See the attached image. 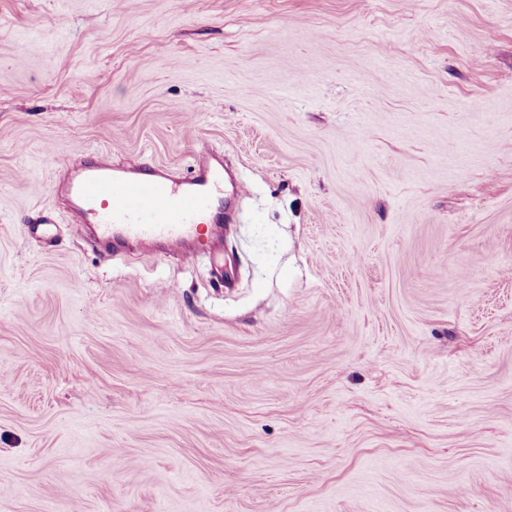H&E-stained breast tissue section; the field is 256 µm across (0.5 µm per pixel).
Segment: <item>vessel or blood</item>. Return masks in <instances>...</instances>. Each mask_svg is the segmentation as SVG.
I'll list each match as a JSON object with an SVG mask.
<instances>
[{
  "label": "vessel or blood",
  "mask_w": 512,
  "mask_h": 512,
  "mask_svg": "<svg viewBox=\"0 0 512 512\" xmlns=\"http://www.w3.org/2000/svg\"><path fill=\"white\" fill-rule=\"evenodd\" d=\"M73 167L60 188L73 212V223L92 224L101 240L129 244L184 245V263L196 259L193 242L201 223L215 234L224 228V159L205 152L191 176L165 166L132 163L115 166L102 151L75 144Z\"/></svg>",
  "instance_id": "vessel-or-blood-1"
}]
</instances>
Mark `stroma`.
<instances>
[{
  "mask_svg": "<svg viewBox=\"0 0 512 512\" xmlns=\"http://www.w3.org/2000/svg\"><path fill=\"white\" fill-rule=\"evenodd\" d=\"M77 141L223 152L232 285ZM0 512H512V0H0Z\"/></svg>",
  "mask_w": 512,
  "mask_h": 512,
  "instance_id": "stroma-1",
  "label": "stroma"
}]
</instances>
